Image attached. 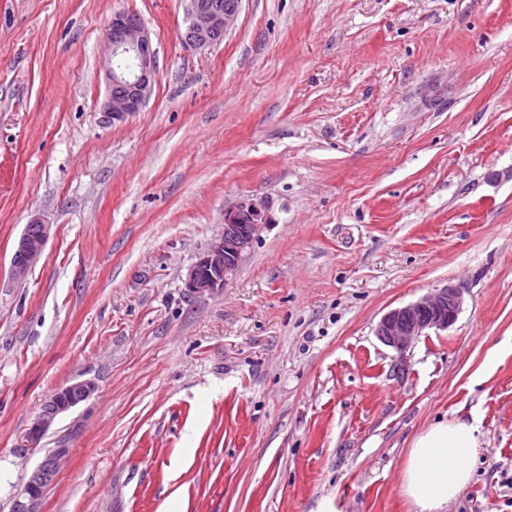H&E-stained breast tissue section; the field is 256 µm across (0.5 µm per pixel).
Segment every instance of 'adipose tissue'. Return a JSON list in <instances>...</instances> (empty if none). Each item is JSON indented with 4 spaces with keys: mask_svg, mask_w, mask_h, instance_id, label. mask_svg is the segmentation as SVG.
<instances>
[{
    "mask_svg": "<svg viewBox=\"0 0 512 512\" xmlns=\"http://www.w3.org/2000/svg\"><path fill=\"white\" fill-rule=\"evenodd\" d=\"M479 445L475 426L458 420L431 425L413 441L402 470V491L419 512H440L470 482Z\"/></svg>",
    "mask_w": 512,
    "mask_h": 512,
    "instance_id": "1",
    "label": "adipose tissue"
}]
</instances>
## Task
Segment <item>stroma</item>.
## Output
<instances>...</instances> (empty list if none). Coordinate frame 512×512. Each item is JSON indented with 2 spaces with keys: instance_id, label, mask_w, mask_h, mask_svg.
<instances>
[{
  "instance_id": "35a3bbf8",
  "label": "stroma",
  "mask_w": 512,
  "mask_h": 512,
  "mask_svg": "<svg viewBox=\"0 0 512 512\" xmlns=\"http://www.w3.org/2000/svg\"><path fill=\"white\" fill-rule=\"evenodd\" d=\"M118 10L158 71L112 122ZM185 27V0H0V512L55 448L35 512H418L403 465L447 418L479 448L443 512H512V0H243L202 49ZM247 200L271 223L189 294ZM448 284V330L379 340ZM249 219L247 224H241ZM272 218L265 203L244 201L224 212L223 232L190 267L184 287L191 294L220 292ZM47 236L46 224L33 221L26 225L11 259L14 274L22 275L32 267L42 254ZM94 391L95 383L90 380L75 381L58 388L42 405L30 430V441L37 442L60 414L86 401Z\"/></svg>"
}]
</instances>
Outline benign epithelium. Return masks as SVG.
Segmentation results:
<instances>
[{"label":"benign epithelium","mask_w":512,"mask_h":512,"mask_svg":"<svg viewBox=\"0 0 512 512\" xmlns=\"http://www.w3.org/2000/svg\"><path fill=\"white\" fill-rule=\"evenodd\" d=\"M188 25L183 43L194 49L214 46L234 28L241 12L242 0L222 5L214 0H187ZM107 46L114 56H129L128 70H110L103 111L113 120L122 121L142 110L157 77V54L144 21L129 11H115L106 29ZM272 218L262 202L244 201L224 212L223 232L190 267L184 287L191 294L220 292L236 272L243 255L251 249ZM48 236L47 225L33 221L26 225L12 255V271L27 272L42 254ZM461 307L460 290L446 285L416 301L386 312L376 326V336L386 346L402 354L419 337L431 329L446 330L453 325ZM95 391V383L80 380L58 388L46 401L29 433L38 439L62 413L86 401ZM68 452L60 448L43 459L32 471L22 491L25 502L18 512H32L45 489L54 481L59 461Z\"/></svg>","instance_id":"obj_1"}]
</instances>
